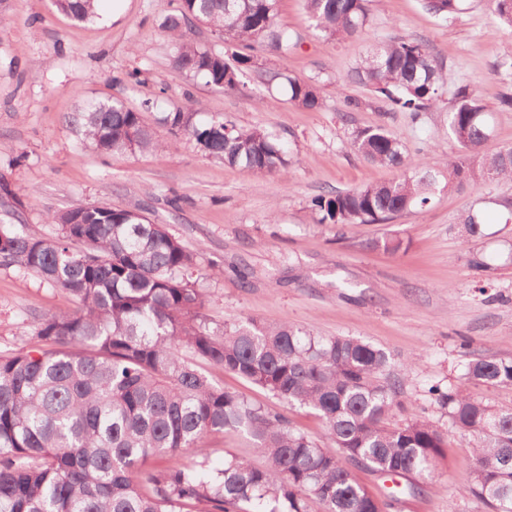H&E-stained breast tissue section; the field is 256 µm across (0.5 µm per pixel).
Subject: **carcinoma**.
Listing matches in <instances>:
<instances>
[{"label":"carcinoma","mask_w":512,"mask_h":512,"mask_svg":"<svg viewBox=\"0 0 512 512\" xmlns=\"http://www.w3.org/2000/svg\"><path fill=\"white\" fill-rule=\"evenodd\" d=\"M512 28V0H491ZM314 27L338 41H354L369 21V0H303ZM442 20L469 9L468 0H423ZM79 23L97 16L98 0H56ZM208 26L231 50L201 47L185 29ZM162 28L173 45L172 67L205 84L241 89L240 75L260 53H286L300 36L277 23V0H180ZM269 83L288 87V101L317 111L320 87L271 68ZM350 80L375 99L417 119L442 97V66L421 42L390 39L363 55ZM157 101L130 108L116 100L82 112L85 136L101 153L161 146L142 113ZM189 111L166 113L173 136L194 138L228 166L288 176V151L260 127L228 119L195 121ZM491 113L463 85L448 112L462 154L448 158L447 175L411 159L383 124L351 132L367 161L403 167L394 181L311 200L320 223L382 224L425 207L437 189L460 192L489 179L512 182V146L489 147ZM56 239L19 234L0 225V263L30 272L78 299L80 307L41 320L43 348L0 355V512H387L392 501L372 496L352 468L405 477L402 493L416 494L412 478H431L447 442L422 415L390 424L399 380L381 349L348 336H315L288 322L254 320L220 330L201 316L203 298L191 270L193 253L147 216L110 206H80L54 214ZM471 239L485 236L479 213L462 216ZM186 350L191 358L181 351ZM208 362L273 395L314 410L324 446L282 414L213 385L198 362ZM512 386V361L476 359L453 389H433L436 402L470 448L474 467L463 490L496 512H512V409L471 396L466 384ZM247 432L266 466L200 446L205 434ZM151 456L166 465L140 468Z\"/></svg>","instance_id":"obj_1"}]
</instances>
